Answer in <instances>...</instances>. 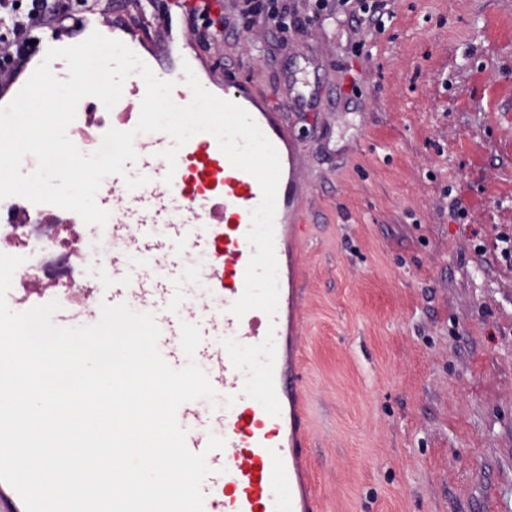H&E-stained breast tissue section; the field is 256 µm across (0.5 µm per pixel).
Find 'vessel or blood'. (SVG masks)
<instances>
[{"label":"vessel or blood","mask_w":512,"mask_h":512,"mask_svg":"<svg viewBox=\"0 0 512 512\" xmlns=\"http://www.w3.org/2000/svg\"><path fill=\"white\" fill-rule=\"evenodd\" d=\"M82 36L105 27L125 28L123 18L112 22L88 11L76 20ZM145 93L143 80L131 81L112 109L113 128L127 131L138 122ZM224 97L240 106L252 101L247 82L225 79ZM254 121L281 153L274 217L277 259L288 257L290 244L302 238L299 222L295 159L285 153L287 135L276 112H257ZM163 133H150L134 143L138 158L127 163L126 176H147V185L128 190L124 178L110 175L112 193L96 197L110 211L112 226V292L110 304L127 303L152 313L161 329L158 347L174 368H182L181 322L199 325L203 341L196 354L206 365L213 388L224 393V411H202L197 402L183 404L177 413L186 432V444L195 453L206 452L210 468L201 489L204 512H314L315 500L303 468L306 412L297 357L298 292L279 296L275 318L253 310L236 318L230 306L244 290L245 272L253 249L246 239L251 211L261 200L257 180L233 167L210 134L194 135L168 166L160 153L171 147ZM171 183H164V176ZM191 241L195 253L212 262L208 275L219 312L193 307L185 299L186 267L181 245ZM273 334L276 345L274 381L281 404L279 416H270L256 400L242 395V372L236 370L223 338L246 345L261 343ZM220 431L222 449L207 451L208 436Z\"/></svg>","instance_id":"vessel-or-blood-1"}]
</instances>
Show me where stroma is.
Segmentation results:
<instances>
[{
	"instance_id": "stroma-1",
	"label": "stroma",
	"mask_w": 512,
	"mask_h": 512,
	"mask_svg": "<svg viewBox=\"0 0 512 512\" xmlns=\"http://www.w3.org/2000/svg\"><path fill=\"white\" fill-rule=\"evenodd\" d=\"M217 72L283 112L300 159L306 465L316 512H512V0H393ZM320 104L290 110L299 74ZM469 209L450 220L448 188Z\"/></svg>"
}]
</instances>
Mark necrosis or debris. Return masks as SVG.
Segmentation results:
<instances>
[{
  "instance_id": "obj_1",
  "label": "necrosis or debris",
  "mask_w": 512,
  "mask_h": 512,
  "mask_svg": "<svg viewBox=\"0 0 512 512\" xmlns=\"http://www.w3.org/2000/svg\"><path fill=\"white\" fill-rule=\"evenodd\" d=\"M0 253L24 259L7 294L12 310L57 299L77 305L86 319L97 317L92 300L112 252L84 240L74 212L20 196L0 200Z\"/></svg>"
}]
</instances>
